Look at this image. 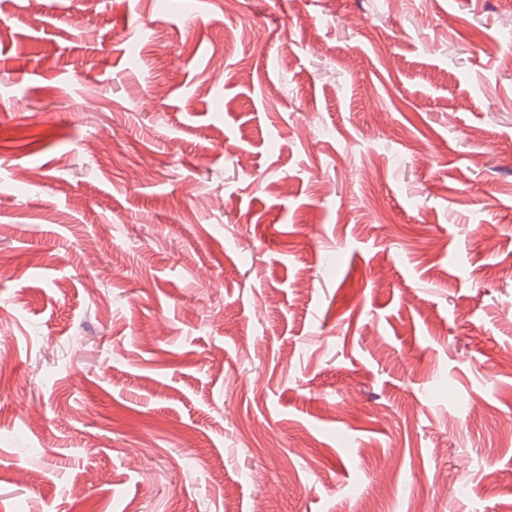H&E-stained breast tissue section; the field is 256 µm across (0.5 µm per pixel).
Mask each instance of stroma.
Returning a JSON list of instances; mask_svg holds the SVG:
<instances>
[{
	"label": "stroma",
	"instance_id": "1",
	"mask_svg": "<svg viewBox=\"0 0 512 512\" xmlns=\"http://www.w3.org/2000/svg\"><path fill=\"white\" fill-rule=\"evenodd\" d=\"M509 26L0 0V512H512Z\"/></svg>",
	"mask_w": 512,
	"mask_h": 512
}]
</instances>
